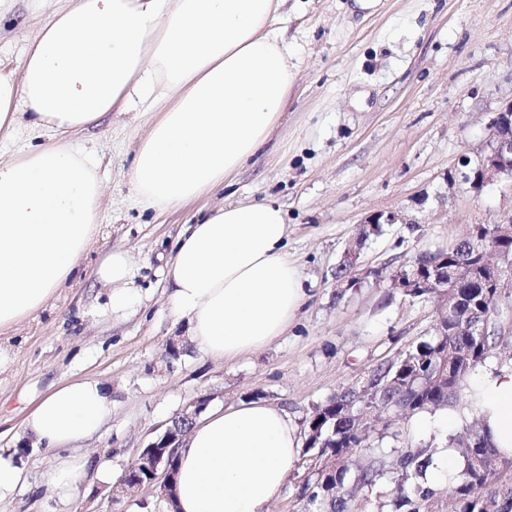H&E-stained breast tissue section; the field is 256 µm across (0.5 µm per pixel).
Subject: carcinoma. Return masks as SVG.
<instances>
[{"label":"carcinoma","instance_id":"cac0c4a2","mask_svg":"<svg viewBox=\"0 0 512 512\" xmlns=\"http://www.w3.org/2000/svg\"><path fill=\"white\" fill-rule=\"evenodd\" d=\"M494 246L512 251L499 225L474 224L448 247V287L410 288L405 296L448 298V333L427 338L381 361L363 385L349 388L314 407L308 423L300 491L305 512H369L375 498H390L392 512H442L451 498L455 512H512V456L492 447L482 425L448 437L464 461L443 490L426 485L434 451L417 446L395 430L382 414L435 413L460 406L475 370L512 350V333L477 336L473 327L485 319L512 317V292L493 287L497 271L483 265L480 252ZM392 437L401 446L385 452L370 443V434Z\"/></svg>","mask_w":512,"mask_h":512}]
</instances>
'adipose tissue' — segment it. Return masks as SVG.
Here are the masks:
<instances>
[{
  "label": "adipose tissue",
  "instance_id": "obj_1",
  "mask_svg": "<svg viewBox=\"0 0 512 512\" xmlns=\"http://www.w3.org/2000/svg\"><path fill=\"white\" fill-rule=\"evenodd\" d=\"M282 4L61 0L38 26L18 75L0 73V143L24 127L44 139L0 162V330L69 282L101 220L99 163L68 134L137 101L154 116L131 170L141 208L163 211L232 185L279 125L293 83L272 27ZM287 237L272 197L214 207L179 235L162 275L200 351L237 357L287 329L306 299ZM137 275L123 250L100 265L112 314L135 303ZM468 398L436 426L478 414L495 448L512 455V367L483 368ZM111 415V389L80 377L42 397L23 431L50 453L92 437ZM298 451L283 409L249 401L206 413L177 450L179 512H265Z\"/></svg>",
  "mask_w": 512,
  "mask_h": 512
}]
</instances>
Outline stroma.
Returning a JSON list of instances; mask_svg holds the SVG:
<instances>
[{"mask_svg":"<svg viewBox=\"0 0 512 512\" xmlns=\"http://www.w3.org/2000/svg\"><path fill=\"white\" fill-rule=\"evenodd\" d=\"M57 0H16L0 18V70H14L25 37ZM280 24L294 74L283 118L232 187L163 213L135 203V149L148 114L112 112L73 137L101 160V222L73 281L8 332L0 367V448H12L37 400L52 387L91 377L112 388V416L89 439L53 457H25L28 482L0 512H167L151 487L121 489L122 474L170 420L197 404L224 409L262 400L285 409L299 435L313 408L361 385L381 360L421 340L433 301H414L366 279L340 291L336 268L368 216L396 212L361 251L364 266L396 271L417 252L448 247L469 225L512 215V183L481 194L446 177L478 161L489 120L512 100V0H286ZM276 197L288 217V256L307 299L287 332L233 360L201 353L161 281L184 224L200 209ZM129 251L141 293L130 315L106 311L97 270ZM78 456L86 475L67 504L48 485L58 459ZM112 463L111 483L96 468Z\"/></svg>","mask_w":512,"mask_h":512,"instance_id":"stroma-1","label":"stroma"}]
</instances>
